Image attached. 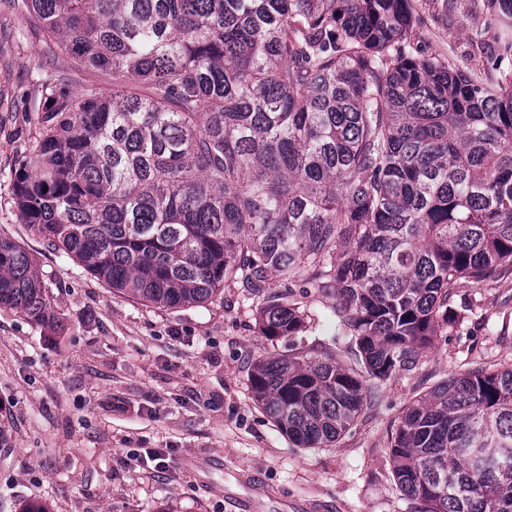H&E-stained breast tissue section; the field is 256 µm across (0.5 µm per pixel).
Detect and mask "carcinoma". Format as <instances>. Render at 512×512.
I'll return each mask as SVG.
<instances>
[{"mask_svg": "<svg viewBox=\"0 0 512 512\" xmlns=\"http://www.w3.org/2000/svg\"><path fill=\"white\" fill-rule=\"evenodd\" d=\"M112 89L45 76L15 171L24 223L119 292L158 307L236 284L336 297L356 366L256 362L253 400L302 448L347 432L367 384L455 326L453 290L512 272V71L485 82L412 45L408 0H21ZM55 322L30 254L0 238V306ZM271 291L260 334L292 341ZM416 512H512V366L437 384L393 423Z\"/></svg>", "mask_w": 512, "mask_h": 512, "instance_id": "carcinoma-1", "label": "carcinoma"}]
</instances>
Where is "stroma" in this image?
<instances>
[{"mask_svg": "<svg viewBox=\"0 0 512 512\" xmlns=\"http://www.w3.org/2000/svg\"><path fill=\"white\" fill-rule=\"evenodd\" d=\"M408 40L494 80L512 64V34L492 0H410ZM74 91L105 90L112 76L81 69L26 12L0 0V237L30 253L62 328L0 308V512H415L396 487L389 453L399 412L481 361L512 364V275L461 282L458 328L411 370L372 389L353 428L323 448H300L256 404V361L286 352L354 357L339 337L334 298L292 287L311 316L295 341L255 328L262 295L228 288L220 303L159 308L119 294L23 223L14 173L30 148L48 74ZM170 447L166 468L127 466L132 448Z\"/></svg>", "mask_w": 512, "mask_h": 512, "instance_id": "1", "label": "stroma"}]
</instances>
